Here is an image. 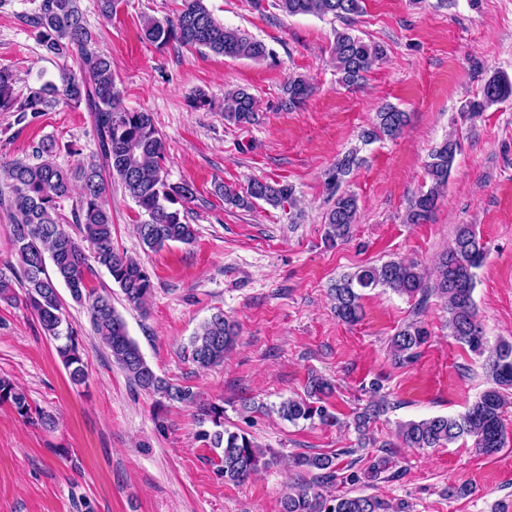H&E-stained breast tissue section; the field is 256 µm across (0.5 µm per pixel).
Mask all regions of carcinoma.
I'll return each mask as SVG.
<instances>
[{
    "label": "carcinoma",
    "instance_id": "carcinoma-1",
    "mask_svg": "<svg viewBox=\"0 0 512 512\" xmlns=\"http://www.w3.org/2000/svg\"><path fill=\"white\" fill-rule=\"evenodd\" d=\"M285 15H312L346 18L360 12L361 0H277ZM27 23L51 57H71L77 68H63L58 80H47L22 97L15 92V75L0 67V112H13L16 122L32 121L55 106L84 107L90 113L98 142L97 156L73 168L54 160L56 144L46 140L36 150V161L16 159L0 163V182L9 189L7 214L11 223L12 246L17 264L9 273L0 271V300L15 301V287L23 289L25 306L36 317L44 335L57 342L56 352L70 381L86 383L82 340L65 313L58 285L64 284L71 297L88 313L94 334L108 350L112 360L139 389L167 402L194 406L198 410L197 439L218 451L219 472L224 481L240 484L260 468L271 463V449L259 448L250 435L224 427V406L208 402L189 385L173 383L158 375L145 360L139 345L129 335L124 318L112 305V295L89 287L96 268L107 271L121 290L126 303L141 310L152 295L154 284L148 268L138 259L118 250L112 239V182H118L125 195L140 208L135 224L138 239L146 251H158L172 244L195 242L197 229L185 220L184 209L194 197L188 183L168 182L163 162L166 142L154 125L152 113L123 107L112 72V61L91 50L93 40L78 0H37ZM141 39L158 47L169 44L205 49L233 59L260 61L270 54L266 44L217 21L203 0H183L175 18L142 21ZM383 49L371 45L347 30L335 33L331 57L339 80L346 86L358 84ZM313 87L301 76H290L284 87L283 106L287 110L302 105ZM512 98V80L505 74L492 76L484 84L481 98L470 104V111ZM257 102L246 87L233 89L224 96V118L238 126L256 121ZM408 121V114L386 104L375 113L372 128L364 133L367 141L381 136L397 137ZM458 150L447 138L435 146L426 163L430 180L427 190L411 202L407 213L410 224L426 221L435 209L439 193L447 186ZM356 163L354 153L338 159L326 177L333 205L325 215L324 240L328 246L347 239L355 223L358 200L352 193L340 191L341 184ZM287 184L255 179L240 195L223 190L224 200L241 208H250L261 200L278 206L292 197ZM75 198L72 235L63 223L62 202ZM486 257V246L469 224L457 228L448 251L437 265L432 288L418 265L390 260L379 266L364 267L336 281L331 288L336 316L354 324L363 316L362 291L385 287L414 297L436 294L448 310V328L452 337L470 351L482 354L487 340L477 321L473 301L475 270ZM236 325L218 311L203 321L190 337L185 352L200 370L224 363L225 354L236 344ZM428 331L419 321H411L391 338L393 356L410 361L427 342ZM488 387L467 411L458 417L434 416L408 421L399 426L398 435L411 448H436L463 437L474 439L475 447L492 455L504 444L503 407L505 392L512 389V344L501 341L488 356ZM310 400L288 398L279 403L278 415L289 422L299 420L332 426L336 416L323 405L333 393L325 378L310 374L306 381ZM7 403L25 423L51 430L53 415L32 405L26 391L8 378H0V404ZM386 409L384 402L369 404L353 417L358 445L371 443L370 425ZM295 467L317 473L318 483L337 477L336 457L325 454H299ZM387 505L371 495L324 496L311 485H299L280 499V512H385Z\"/></svg>",
    "mask_w": 512,
    "mask_h": 512
}]
</instances>
